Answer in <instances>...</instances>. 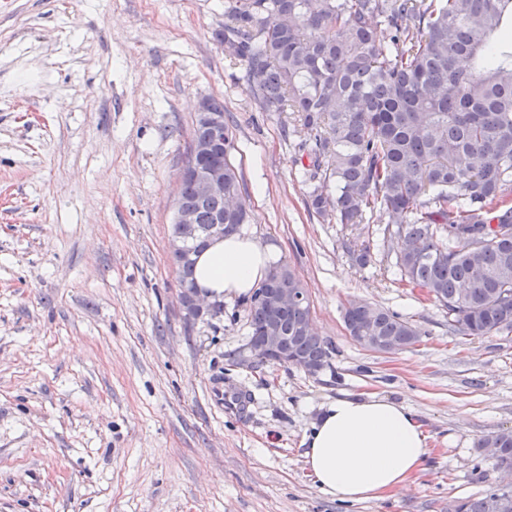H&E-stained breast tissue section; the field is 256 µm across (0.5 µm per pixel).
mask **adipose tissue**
<instances>
[{
    "mask_svg": "<svg viewBox=\"0 0 512 512\" xmlns=\"http://www.w3.org/2000/svg\"><path fill=\"white\" fill-rule=\"evenodd\" d=\"M278 260L274 246L233 233L199 255L197 284L212 300L248 299ZM303 443L305 464L316 486L340 502L385 500L409 484L431 454L415 414L376 394L324 404Z\"/></svg>",
    "mask_w": 512,
    "mask_h": 512,
    "instance_id": "ef3b65f1",
    "label": "adipose tissue"
}]
</instances>
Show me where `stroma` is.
Returning <instances> with one entry per match:
<instances>
[{"label":"stroma","mask_w":512,"mask_h":512,"mask_svg":"<svg viewBox=\"0 0 512 512\" xmlns=\"http://www.w3.org/2000/svg\"><path fill=\"white\" fill-rule=\"evenodd\" d=\"M223 26L224 0H0V512H448L498 478L477 443L512 431V334L449 332L401 282L382 213L309 211L290 115L255 101ZM205 99L233 126L245 232L295 268L332 346L317 374L238 364L248 302L182 317L168 242ZM352 301L418 342L361 347ZM219 381L237 404H214ZM365 393L411 409L432 452L407 488L344 504L302 441L324 403Z\"/></svg>","instance_id":"obj_1"}]
</instances>
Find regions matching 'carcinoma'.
Instances as JSON below:
<instances>
[{
	"label": "carcinoma",
	"mask_w": 512,
	"mask_h": 512,
	"mask_svg": "<svg viewBox=\"0 0 512 512\" xmlns=\"http://www.w3.org/2000/svg\"><path fill=\"white\" fill-rule=\"evenodd\" d=\"M224 52L244 63L255 100L294 115L284 136L307 163L308 206L325 221L363 224L385 215L401 239L402 280L448 310L463 336L512 331V0H224ZM212 131L193 123L185 167ZM232 127L209 162L224 169V197L180 181L178 205L194 224H172L189 253L172 255L179 287L195 285V257L220 217H251L226 203L243 194L231 160ZM263 288H301L279 263ZM278 318L291 336L293 366H324L329 344L304 331L310 303L274 308L250 300V337ZM351 336L403 351L419 332L393 311L349 304ZM495 467H512V431L493 435ZM495 488L460 501V512H491Z\"/></svg>",
	"instance_id": "carcinoma-1"
}]
</instances>
